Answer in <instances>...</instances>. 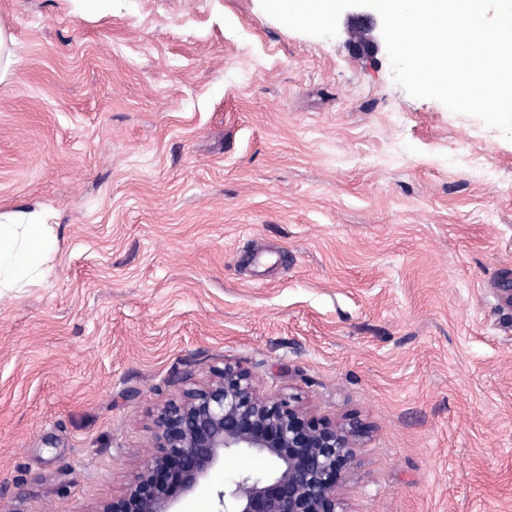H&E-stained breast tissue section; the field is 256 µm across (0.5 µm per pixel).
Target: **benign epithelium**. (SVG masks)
<instances>
[{"instance_id": "7a95c632", "label": "benign epithelium", "mask_w": 512, "mask_h": 512, "mask_svg": "<svg viewBox=\"0 0 512 512\" xmlns=\"http://www.w3.org/2000/svg\"><path fill=\"white\" fill-rule=\"evenodd\" d=\"M348 19L357 22L355 51L378 50L382 24L373 9L351 7ZM364 433L357 420L309 418L293 397L261 394L247 368L226 362L214 379L164 405L144 467L96 512H176L226 453L240 450L272 468L225 482L217 491L220 512H340L338 489Z\"/></svg>"}]
</instances>
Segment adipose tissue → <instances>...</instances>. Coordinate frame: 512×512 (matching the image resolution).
Masks as SVG:
<instances>
[{"instance_id":"adipose-tissue-1","label":"adipose tissue","mask_w":512,"mask_h":512,"mask_svg":"<svg viewBox=\"0 0 512 512\" xmlns=\"http://www.w3.org/2000/svg\"><path fill=\"white\" fill-rule=\"evenodd\" d=\"M57 249L56 227L24 214L0 224V306L10 305L25 288L45 281Z\"/></svg>"}]
</instances>
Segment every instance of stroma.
<instances>
[{
	"instance_id": "obj_1",
	"label": "stroma",
	"mask_w": 512,
	"mask_h": 512,
	"mask_svg": "<svg viewBox=\"0 0 512 512\" xmlns=\"http://www.w3.org/2000/svg\"><path fill=\"white\" fill-rule=\"evenodd\" d=\"M0 512H97L225 362L367 432L344 512H512V141L260 0H0ZM226 454L178 505L266 469ZM56 226L23 214L0 224V306L10 305L23 288L45 281L57 249Z\"/></svg>"
}]
</instances>
